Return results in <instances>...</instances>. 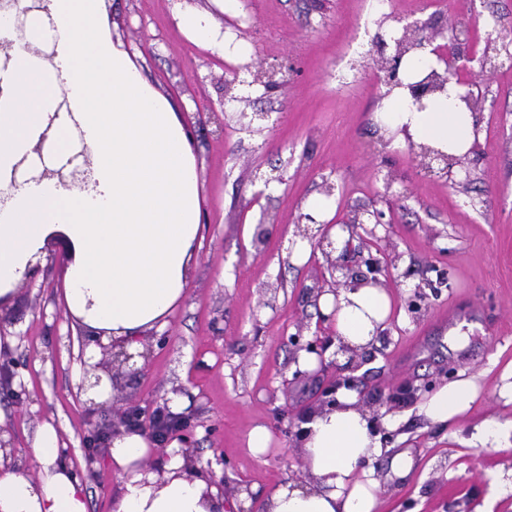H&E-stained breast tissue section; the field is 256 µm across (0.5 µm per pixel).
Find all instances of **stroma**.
Listing matches in <instances>:
<instances>
[{"label":"stroma","mask_w":512,"mask_h":512,"mask_svg":"<svg viewBox=\"0 0 512 512\" xmlns=\"http://www.w3.org/2000/svg\"><path fill=\"white\" fill-rule=\"evenodd\" d=\"M208 15L229 46L218 55L178 26L181 13ZM102 33L128 52L149 87L167 99L195 132L193 155L203 181V228L184 298L142 339L152 351L147 372L122 373L112 398L90 408L80 391L85 331L65 310L67 268L42 264L0 306V427L15 454L10 465L36 476L35 433L52 423L63 459L84 482L88 512H111L120 482L93 431L105 430L117 408L152 412L179 401L203 474L220 479L225 502L250 488L262 498L289 480L310 476L291 423L323 407L322 390L340 361L328 349L311 371H296L293 334L314 339L321 314L312 286L328 266L312 253L297 261L295 222L324 180L336 184L326 222L342 224L364 211H392L371 243L354 239L342 257L345 273L364 274L367 256L395 263L385 284L391 316L373 345L359 351L354 376L359 405L401 388L411 399L389 415L400 422L386 447L410 450L415 467L389 478V456L376 463L381 512H512V496L489 499L499 471L512 469L511 448H474L467 440L486 418L512 421L502 397L512 369V60L490 73L478 59L512 45V0H386L372 17L368 0H100ZM457 17L473 20L475 57L458 73L479 95L484 113L478 148L452 177L429 178L407 146H381L375 116L383 102L374 80L373 39L407 22L447 31ZM290 59L288 85H234L213 75L258 62ZM235 112H262V132L241 127ZM409 194L390 210L388 192ZM270 222L264 252L251 244L256 224ZM425 300L411 302L415 291ZM465 374L481 395L449 427L418 414L427 382ZM257 425L271 434L269 451L247 446Z\"/></svg>","instance_id":"stroma-1"}]
</instances>
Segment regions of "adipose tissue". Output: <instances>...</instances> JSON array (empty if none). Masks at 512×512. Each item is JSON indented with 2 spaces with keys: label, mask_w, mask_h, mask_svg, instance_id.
<instances>
[{
  "label": "adipose tissue",
  "mask_w": 512,
  "mask_h": 512,
  "mask_svg": "<svg viewBox=\"0 0 512 512\" xmlns=\"http://www.w3.org/2000/svg\"><path fill=\"white\" fill-rule=\"evenodd\" d=\"M57 50L68 72L65 88L46 83L41 68L18 55L0 75V184L14 164L50 131L47 150H71L70 125L49 120V108L67 93L95 159L102 195L52 184L33 186L0 212V301L47 243L65 242L71 261L64 300L68 314L101 342L140 348L145 331L163 323L183 298L201 234L202 183L191 152L189 128L168 102L144 86L127 53L96 35L98 0H54ZM464 87L452 83L444 103L419 112L404 89L394 90L377 113L379 127L407 128L412 140L465 156L476 137L472 113L457 103ZM379 288H343L322 298L338 343L361 350L374 341L390 314ZM475 379L459 378L432 390L419 407L430 424L453 425L476 400ZM335 409L310 414L298 445L311 481L279 485L264 512H378L380 480L373 466L384 453L370 413L348 389L336 394ZM152 443L146 434L122 431L111 442L110 459L121 489L111 512H224V499L203 474L185 469L186 453L171 444L158 473L142 462ZM56 428L38 429L33 456L37 479L0 463V512H88L85 487L60 459Z\"/></svg>",
  "instance_id": "obj_1"
}]
</instances>
